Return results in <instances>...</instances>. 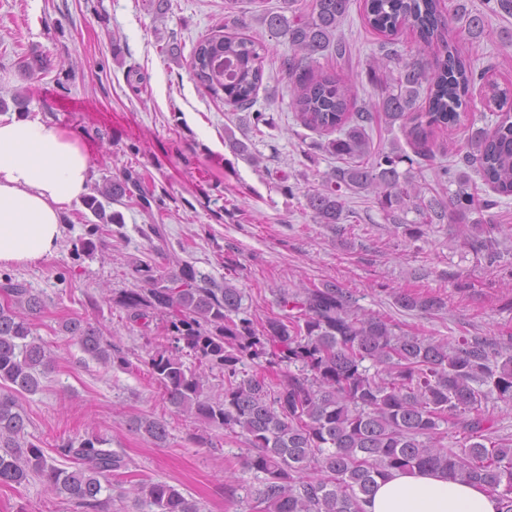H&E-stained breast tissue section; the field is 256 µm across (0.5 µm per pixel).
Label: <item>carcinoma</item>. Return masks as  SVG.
<instances>
[{"label":"carcinoma","instance_id":"cac0c4a2","mask_svg":"<svg viewBox=\"0 0 512 512\" xmlns=\"http://www.w3.org/2000/svg\"><path fill=\"white\" fill-rule=\"evenodd\" d=\"M296 0H283L282 10L260 17L273 36L288 39L294 54L281 61L288 73L296 117L308 129L327 136L319 143L341 165L327 173L320 186L306 194V206L317 224H340L346 197L374 196L389 223H405L413 211L422 224H456L465 239L474 232L489 237L499 230L490 210L498 200L479 196L474 171L493 193L512 196V90L488 86L490 104L504 111L494 128H468L465 169L438 167V176L456 189L440 195L400 171L412 158L397 143L387 151L373 146L367 128L397 126L413 152L436 157L435 130L452 132L467 107L478 80L474 65L450 41L453 17L443 14L441 0H364L366 24L390 41L404 29L416 33V50L403 56L394 48L372 60L369 77L377 99L357 103L352 86L316 70L317 57L346 55L337 35L350 0H312L311 10L298 13ZM467 34L486 33L480 10L461 7ZM242 27L238 17L219 26L193 48L189 72L209 94L239 110H248L263 83L268 48L255 37L226 34ZM436 47L435 64H424L425 49ZM224 60L221 71L214 62ZM232 151L259 164L249 144L227 136ZM136 198L151 205L140 174L130 169L112 178L104 189L83 199L101 224H120L118 212L102 199ZM147 251L167 244L162 224L141 231ZM136 291L121 293L119 304L134 323L149 326L154 315L165 317L167 344L144 364L174 412L192 416L215 429L239 432L248 444L244 468L257 486L249 491L253 512H364L377 478L392 470L411 473L432 469L484 486L496 495L500 512H512V441H494L483 405L512 401V355L476 338L455 346L447 340L409 336L373 312L362 310L357 297L332 283L280 294L282 314L258 321L245 304L243 291L220 284L175 256L167 271L136 261ZM408 311L435 313L443 303L433 297L395 296ZM47 307L45 296L9 276L0 282V487L17 488L35 475L46 490L63 495L81 512H103L111 496L110 478L129 469L126 458L110 448L98 432L69 438L55 448L71 462L55 464L43 449L26 440L29 417L19 404L24 393L40 388V375L51 363L34 320ZM91 358L122 368L132 363L102 327L83 318L62 324ZM191 357L198 367L186 365ZM282 368L276 387L242 370L244 361ZM224 375V396L204 394L205 369ZM463 434L460 448L445 446L448 428ZM131 430L161 445L169 436L167 422L141 417ZM145 512H201L197 502L164 482H136L121 491Z\"/></svg>","mask_w":512,"mask_h":512}]
</instances>
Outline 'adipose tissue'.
Returning a JSON list of instances; mask_svg holds the SVG:
<instances>
[{
    "label": "adipose tissue",
    "instance_id": "ef3b65f1",
    "mask_svg": "<svg viewBox=\"0 0 512 512\" xmlns=\"http://www.w3.org/2000/svg\"><path fill=\"white\" fill-rule=\"evenodd\" d=\"M93 180L86 147L38 115L0 114V266L33 265L54 254L65 216ZM479 484L440 472L378 479L365 512H498Z\"/></svg>",
    "mask_w": 512,
    "mask_h": 512
}]
</instances>
